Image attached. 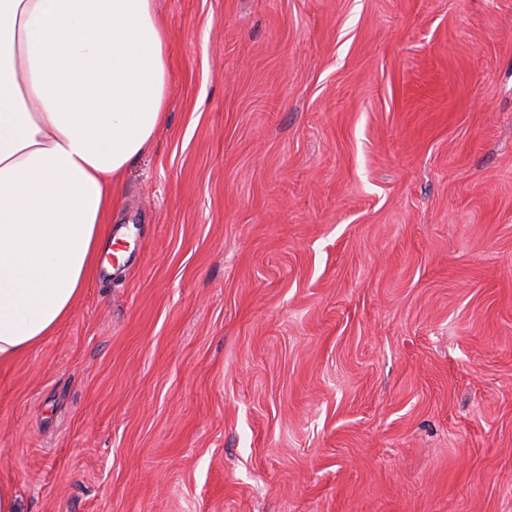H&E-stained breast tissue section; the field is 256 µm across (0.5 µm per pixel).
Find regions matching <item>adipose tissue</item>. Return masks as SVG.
Wrapping results in <instances>:
<instances>
[{"mask_svg":"<svg viewBox=\"0 0 512 512\" xmlns=\"http://www.w3.org/2000/svg\"><path fill=\"white\" fill-rule=\"evenodd\" d=\"M168 83L153 0H0V364L70 316L111 252L112 185Z\"/></svg>","mask_w":512,"mask_h":512,"instance_id":"obj_1","label":"adipose tissue"}]
</instances>
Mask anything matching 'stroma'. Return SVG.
Returning <instances> with one entry per match:
<instances>
[{
  "mask_svg": "<svg viewBox=\"0 0 512 512\" xmlns=\"http://www.w3.org/2000/svg\"><path fill=\"white\" fill-rule=\"evenodd\" d=\"M134 234L0 365L18 512H512V0H155Z\"/></svg>",
  "mask_w": 512,
  "mask_h": 512,
  "instance_id": "35a3bbf8",
  "label": "stroma"
}]
</instances>
